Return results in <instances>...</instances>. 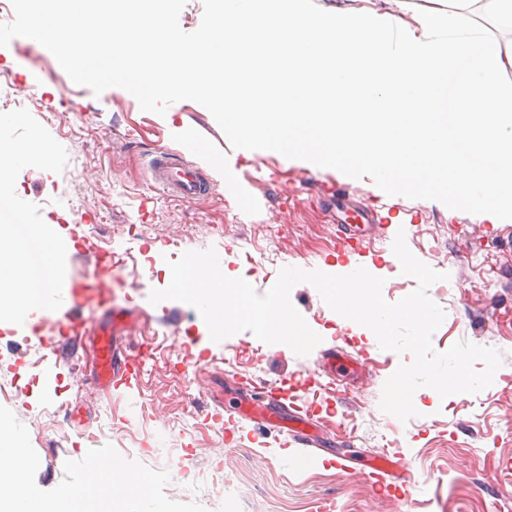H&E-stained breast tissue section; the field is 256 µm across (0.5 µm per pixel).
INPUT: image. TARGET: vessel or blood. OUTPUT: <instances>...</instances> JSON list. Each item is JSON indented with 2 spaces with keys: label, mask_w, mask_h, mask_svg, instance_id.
I'll return each mask as SVG.
<instances>
[{
  "label": "vessel or blood",
  "mask_w": 512,
  "mask_h": 512,
  "mask_svg": "<svg viewBox=\"0 0 512 512\" xmlns=\"http://www.w3.org/2000/svg\"><path fill=\"white\" fill-rule=\"evenodd\" d=\"M155 180L174 196L192 200L205 193L207 180L200 168L177 164L168 155L153 160ZM106 263L97 261L94 274L84 281H65L61 310L66 318L68 335L90 337L95 348L94 380L104 388H116L128 382L140 361V354L123 346L121 339L129 335L131 322L124 313L113 310L102 323L90 327L83 313L90 308L105 307L110 299L106 282ZM255 413L268 417L282 433L292 435L299 445H307L309 438L303 426L289 422L288 408L279 399L267 396L254 405Z\"/></svg>",
  "instance_id": "1"
}]
</instances>
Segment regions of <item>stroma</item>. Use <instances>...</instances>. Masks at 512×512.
<instances>
[{"label": "stroma", "mask_w": 512, "mask_h": 512, "mask_svg": "<svg viewBox=\"0 0 512 512\" xmlns=\"http://www.w3.org/2000/svg\"><path fill=\"white\" fill-rule=\"evenodd\" d=\"M24 108L68 153L63 172L24 168L15 192L56 225L78 281L94 272L95 255L111 254L108 308L129 313L142 351L129 384L112 393L93 380L88 340L59 347L64 318L48 317L41 337L0 330V405L26 425L40 465L37 486L50 490L66 461L113 445L125 458L167 471L166 495L224 512L211 487L212 464L243 487L234 512H512V223L477 224L472 214L434 200L373 192L370 178L318 169L272 150L234 149L200 104L184 100L165 115L142 111L131 94H101L75 84L37 41L13 38L0 47V102ZM205 151L191 152L188 141ZM167 152L198 165L206 194L185 201L154 180L152 161ZM224 161L215 169L212 158ZM363 230L360 252L339 249L347 225ZM404 232L410 251L447 274L430 298L445 318L433 336L443 352L459 341L501 351L493 383L476 394L440 397L418 390L408 422L380 408L383 386L411 354L382 350L355 333L308 283L291 301L322 338L309 354L262 344L248 331L214 342L190 305L151 304L167 286L169 242L183 251L214 248L224 268L266 292L282 268L324 271L339 265L376 270L384 298L396 302L416 287L394 262ZM331 354L366 363L357 377L331 378ZM279 389L289 409L311 416L312 446L285 443L262 422L226 421L247 392ZM396 455L393 498L379 492L366 457ZM195 473L183 484L182 471Z\"/></svg>", "instance_id": "obj_1"}]
</instances>
